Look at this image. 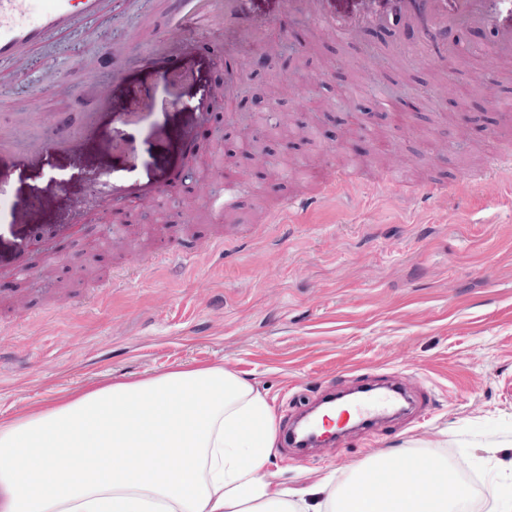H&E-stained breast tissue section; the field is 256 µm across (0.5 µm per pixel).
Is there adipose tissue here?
I'll use <instances>...</instances> for the list:
<instances>
[{"instance_id":"ef3b65f1","label":"adipose tissue","mask_w":512,"mask_h":512,"mask_svg":"<svg viewBox=\"0 0 512 512\" xmlns=\"http://www.w3.org/2000/svg\"><path fill=\"white\" fill-rule=\"evenodd\" d=\"M274 414L219 365L76 389L0 419V512H464L446 457L377 453L339 485L281 488Z\"/></svg>"}]
</instances>
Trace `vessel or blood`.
Masks as SVG:
<instances>
[{
	"label": "vessel or blood",
	"instance_id": "vessel-or-blood-1",
	"mask_svg": "<svg viewBox=\"0 0 512 512\" xmlns=\"http://www.w3.org/2000/svg\"><path fill=\"white\" fill-rule=\"evenodd\" d=\"M39 0H0V73L27 70L32 49L52 41L57 35L78 27L89 15L107 10L110 0H53L44 10ZM242 0H180L167 23L169 40L178 41L217 21L239 28L252 42L264 41L269 23L247 22ZM327 0H280V13L304 16L323 22L328 28L352 34L370 27L385 26L405 16L423 20L432 38L462 25L488 27L496 32L492 57L512 55V0H349L330 10ZM84 86L91 88L106 111L88 117V128L77 138L21 141L15 134L0 132V157L13 159L16 166L47 157L56 158L50 166V185L21 206L0 211V288L22 272L28 257L46 253L56 243L69 241L82 232L84 217L71 212L55 187L72 182L77 170L88 168L99 175L103 188L116 208H144L155 203L162 192L175 188L185 165L197 159L199 116L194 112L170 113L154 138V160L147 178L130 174L134 147L122 137L108 136L113 125L135 126L144 114L153 111L160 81L172 77L198 82L200 70L193 64H174L164 48L130 63L102 71L94 58H77ZM53 118L43 112L41 101L28 97L18 112L21 125H51ZM241 175L224 173V199L214 212L222 219L242 196ZM407 396L396 381L387 380L362 390L351 413L358 423L372 427L383 423L380 409L406 402Z\"/></svg>",
	"mask_w": 512,
	"mask_h": 512
}]
</instances>
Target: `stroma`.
<instances>
[{
    "mask_svg": "<svg viewBox=\"0 0 512 512\" xmlns=\"http://www.w3.org/2000/svg\"><path fill=\"white\" fill-rule=\"evenodd\" d=\"M141 0H116L88 19L74 40L49 42L38 56L58 79L81 81L68 47L107 62L111 42L130 56L167 43L176 60L206 63L204 85L162 84L154 112L131 138L136 165H152L154 131L174 107L193 112L201 94L218 101L204 113L198 172L224 169L245 179L234 219L214 223L197 183L177 186L160 205L132 216L130 229L155 225L157 240L116 245L111 224L33 257L13 281L28 298L17 317L0 299V418L67 397L80 385L139 377L192 361L221 364L265 394L277 430L300 405L330 390L394 377L424 402L372 431L299 453L276 443L268 469L284 486L341 480L370 454L425 444L466 458L483 505L512 498V169L486 180L497 156L512 157V60L489 69L487 57L460 65L449 49L459 36L486 47L481 28L452 29L434 51L419 29L389 26L336 37L283 19L271 39L246 42L217 22L182 42L164 28L141 35ZM297 33L287 71L263 72L253 55L275 56ZM237 91L224 97V81ZM41 75H0V127H13L25 97L41 94L58 114L49 131L76 135L96 108L90 92L42 93ZM402 98L412 113L394 125L385 111ZM314 125L316 140L267 143L262 157H224L218 129L247 143V112L262 100ZM41 126L27 128L42 138ZM399 167L414 197L384 194L381 170ZM355 170L348 186L317 191L310 174ZM451 192L417 196L429 183ZM72 210L104 213L112 200L96 173L58 186Z\"/></svg>",
    "mask_w": 512,
    "mask_h": 512,
    "instance_id": "1",
    "label": "stroma"
}]
</instances>
